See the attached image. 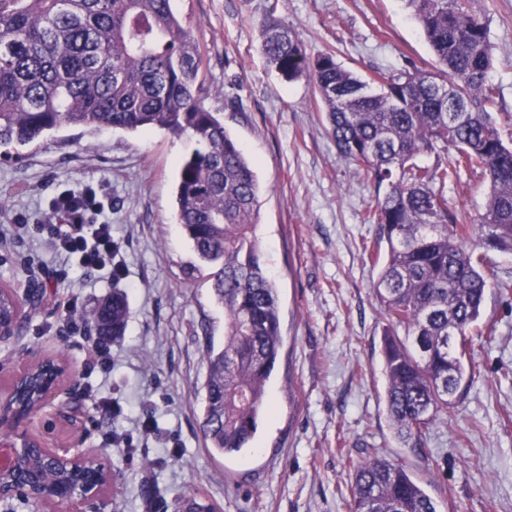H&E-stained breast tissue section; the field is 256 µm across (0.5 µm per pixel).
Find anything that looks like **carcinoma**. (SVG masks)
<instances>
[{
	"label": "carcinoma",
	"mask_w": 512,
	"mask_h": 512,
	"mask_svg": "<svg viewBox=\"0 0 512 512\" xmlns=\"http://www.w3.org/2000/svg\"><path fill=\"white\" fill-rule=\"evenodd\" d=\"M422 27L440 78L422 71L363 78L333 54L310 58L295 32L272 20L262 52L285 79H309L325 107L329 134L353 173L372 183L364 221L379 235L365 247L381 263L375 294L392 330L382 356L386 407L397 438L420 446L448 418L473 378L467 332L487 337L489 274L470 248L512 253V146L491 116L497 88L485 20L469 0H405ZM199 44L171 0H0V147L39 144L62 126L190 134L201 148L183 162L177 219L192 243L190 265L224 308V342L206 345L200 430L207 447L233 456L258 430L265 387L283 344L279 293L255 235L260 186L251 161L203 103ZM448 89L441 98L437 84ZM453 100L465 111H448ZM454 151V163L421 157ZM483 171L484 213L473 219L448 204L445 186ZM126 295L112 292L86 317L100 336L124 335ZM0 320L19 305L0 292ZM351 512H439L406 469L376 452L353 466Z\"/></svg>",
	"instance_id": "obj_1"
}]
</instances>
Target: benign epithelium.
Instances as JSON below:
<instances>
[{"label":"benign epithelium","instance_id":"1","mask_svg":"<svg viewBox=\"0 0 512 512\" xmlns=\"http://www.w3.org/2000/svg\"><path fill=\"white\" fill-rule=\"evenodd\" d=\"M39 365L46 374L39 390L38 411L53 407L62 395L69 402L70 409L56 410L46 422L48 431L59 425H65L72 431L74 440L67 447L52 445L47 437L33 432L30 424L38 411L27 412L17 404L18 388L24 375ZM81 407L83 398L71 366L58 362L51 354L22 361L7 382L0 385V475L15 471L17 458L20 452L25 451L46 463L63 462L85 476L83 484L53 483L46 479L47 469L34 468L24 473L11 487L0 486V502L8 503L18 498L52 508L64 504L67 512H102L106 492L112 483V470L79 448L84 439L83 417L78 412Z\"/></svg>","mask_w":512,"mask_h":512}]
</instances>
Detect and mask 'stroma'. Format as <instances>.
Here are the masks:
<instances>
[{
    "label": "stroma",
    "mask_w": 512,
    "mask_h": 512,
    "mask_svg": "<svg viewBox=\"0 0 512 512\" xmlns=\"http://www.w3.org/2000/svg\"><path fill=\"white\" fill-rule=\"evenodd\" d=\"M494 47L492 115L512 138V0H471ZM204 58L206 107L255 163L261 186L256 235L279 292L283 338L250 448L212 454L198 427L208 340L222 342L224 311L198 275L176 217L179 166L196 146L163 130L63 127L45 143L0 158V284L45 291L16 343L0 345V380L22 360L65 356L79 388L85 448L114 483L104 512H174L204 498L218 512H350L351 463L367 449L418 478L440 512H512V254L487 252L485 315L494 338L473 337L475 375L448 421L424 448L401 445L387 417L382 344L389 325L375 297L379 268L363 251L378 227L364 221L372 184L354 177L327 130L307 78L284 79L261 52V24L292 28L306 53H333L371 77L430 70L435 56L405 0H172ZM93 187L123 244V279L84 272L43 234L16 238L18 219L37 223L60 191ZM452 207L484 211L487 182L463 172L448 184ZM121 290L129 318L117 340L72 333L95 303ZM76 308H69V301ZM150 422L154 432L143 437Z\"/></svg>",
    "instance_id": "1"
}]
</instances>
